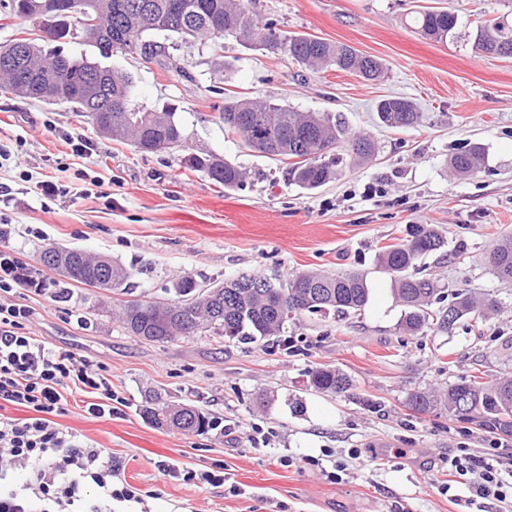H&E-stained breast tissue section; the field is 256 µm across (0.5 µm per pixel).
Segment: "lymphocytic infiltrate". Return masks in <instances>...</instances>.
Masks as SVG:
<instances>
[{
    "label": "lymphocytic infiltrate",
    "mask_w": 512,
    "mask_h": 512,
    "mask_svg": "<svg viewBox=\"0 0 512 512\" xmlns=\"http://www.w3.org/2000/svg\"><path fill=\"white\" fill-rule=\"evenodd\" d=\"M23 282L10 257L0 258V294L7 296L0 301V447L30 465L36 487L0 488V512H34L37 499L62 512H103L105 503L134 501L135 492L120 478V465L56 421L74 401L96 418L115 414L111 369L31 336V307L8 299ZM9 406L27 409L28 417L5 415ZM448 480L469 484L483 497L500 500L512 494V480L490 460L450 458ZM87 486L93 495L84 494Z\"/></svg>",
    "instance_id": "f902f5d3"
}]
</instances>
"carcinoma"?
<instances>
[{"instance_id": "obj_1", "label": "carcinoma", "mask_w": 512, "mask_h": 512, "mask_svg": "<svg viewBox=\"0 0 512 512\" xmlns=\"http://www.w3.org/2000/svg\"><path fill=\"white\" fill-rule=\"evenodd\" d=\"M98 4L106 33L123 29L128 33V47L142 46V38L150 32H164L183 41L220 45L226 37L241 38L246 44L272 52H281L292 60L311 67L333 66L371 81L383 73V64L375 57L341 44L328 42L310 34L278 32L271 23H261L252 10V0H181L182 14L158 28L148 7L158 10L167 0H89ZM37 0H6L0 3L4 17L38 19ZM418 32L435 42H445L458 25V16L448 8L419 11L413 17ZM474 43L482 52L507 47L512 50V22L495 18L481 25ZM23 54L22 70L0 63V90L32 100L56 104L54 95L30 81L34 73L51 76L57 83H73L90 67L86 59L76 60L61 50L45 54L33 38H15L0 44V60ZM106 85L110 93L124 100V108L111 115L93 112L80 97L68 105L83 112L92 123L108 116L112 119L111 140L129 144L139 152L177 150L183 153V167L201 172L228 190L244 186L246 173L238 166L213 153H198L187 142L182 126L173 112H149L131 106V78L111 69ZM251 120L240 121L241 115ZM380 122L388 128L407 129L419 125L421 113L412 101L388 98L377 106ZM224 130L242 136L250 150L267 157L290 160L289 175L298 186L313 190L337 177L343 161L365 160L375 153V143L366 134L355 133L332 112H297L266 101L232 96L224 100L220 113ZM484 165L480 145L469 144L454 153L448 168L455 176H472ZM446 246L440 232L431 224H412L406 237L386 245L378 254L382 269L393 276L392 286L397 301L404 308L400 328L414 336L425 329L450 333L463 319H482L498 308L488 294L458 292L447 306L441 305V288L427 276L408 273L418 261ZM490 265L498 278L512 281V238L498 242L489 252ZM101 257L83 250L67 249L65 261L71 268L61 273L65 284L101 288L97 272ZM132 272L112 262V289L132 287ZM173 289L176 299L168 303L164 314L169 324L158 331L157 343L177 337L195 336L204 329L239 342L253 343L284 332L290 318L305 313L349 315L362 311L370 297L366 278L359 273L330 275L317 271L297 273L278 285L261 274H246L223 282L213 293H200L191 288V277L178 280ZM314 388L340 393L350 387V379L329 368L311 374ZM413 407L425 412L444 406L448 414L460 419L459 409L468 408L464 422L474 424L500 436H512V377L487 380L480 370L448 386V392H422L413 395ZM170 405L154 402L142 409L149 424L161 428L168 420ZM208 414L199 412L197 421H183L180 429L203 432L212 427Z\"/></svg>"}]
</instances>
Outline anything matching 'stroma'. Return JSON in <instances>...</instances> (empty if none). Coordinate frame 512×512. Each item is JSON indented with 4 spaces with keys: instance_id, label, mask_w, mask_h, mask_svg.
<instances>
[{
    "instance_id": "obj_1",
    "label": "stroma",
    "mask_w": 512,
    "mask_h": 512,
    "mask_svg": "<svg viewBox=\"0 0 512 512\" xmlns=\"http://www.w3.org/2000/svg\"><path fill=\"white\" fill-rule=\"evenodd\" d=\"M444 5L459 18L457 38L424 39L411 17ZM252 8L279 31L378 58L383 77L316 72L232 37L215 50L145 34L144 43L170 55L169 68L120 51L104 59L85 43L64 47L131 76L133 104L175 112L192 146L246 172L242 188L225 190L183 168L177 153H139L102 137L69 106L0 92V144L19 150L0 167V256L32 280L15 298L34 312L33 336L111 367L121 400L112 419L74 405L60 424L121 463L123 479L145 494L142 512H512L510 497L478 499L469 485L448 482V459L464 449L512 465V439L457 421L444 407L423 413L410 405L413 393L447 390L475 369L512 375V283L487 260L500 237L512 236V57L474 47L480 25L512 10L502 0H253ZM220 61L232 65L222 80ZM233 95L341 113L373 136L377 153L303 189L290 181L287 160L254 153L225 132L218 115ZM392 97L411 100L420 125L383 127L377 105ZM68 135L89 139L92 153L72 155ZM473 143L485 154L481 172L450 174L451 155ZM24 170L32 181L20 179ZM78 172L95 181L89 194H37L36 182L66 185ZM411 224L434 225L447 240L421 261L424 273L449 295L491 294L496 312L460 321L449 336L400 330L403 308L377 257ZM50 244L131 267L128 301H170L184 276L205 286L260 272L278 284L311 270L364 273L370 298L358 315H302L281 339L244 344L205 332L158 344L113 320L112 292L70 285L60 300L40 288L51 273L37 256ZM319 367L346 374L350 388L316 391L310 374ZM153 396L195 405L218 426L202 434L153 427L141 414ZM171 463L197 473L223 465L241 493L172 478Z\"/></svg>"
}]
</instances>
